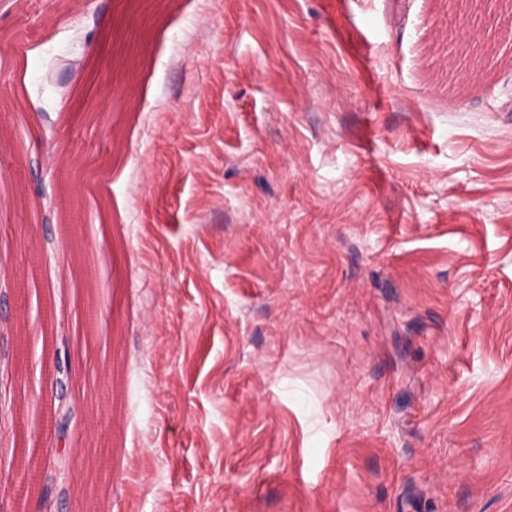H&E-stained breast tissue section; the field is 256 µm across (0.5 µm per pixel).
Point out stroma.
Wrapping results in <instances>:
<instances>
[{
	"label": "stroma",
	"mask_w": 512,
	"mask_h": 512,
	"mask_svg": "<svg viewBox=\"0 0 512 512\" xmlns=\"http://www.w3.org/2000/svg\"><path fill=\"white\" fill-rule=\"evenodd\" d=\"M496 13L0 0V291L33 307L0 330L78 368L56 512H512ZM101 155L76 250L52 169Z\"/></svg>",
	"instance_id": "1"
}]
</instances>
